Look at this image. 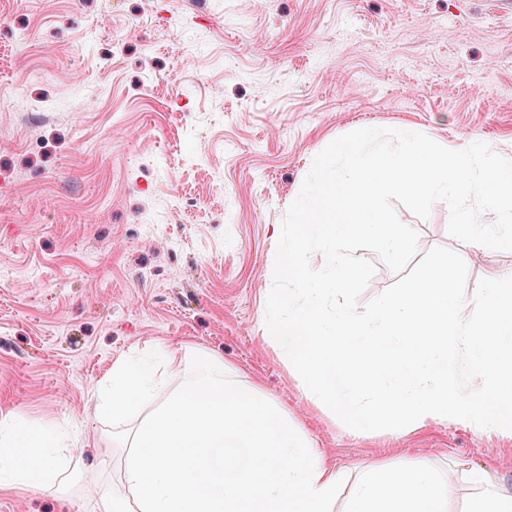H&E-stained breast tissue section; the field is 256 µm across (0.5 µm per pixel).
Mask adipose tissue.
<instances>
[{"label": "adipose tissue", "instance_id": "obj_1", "mask_svg": "<svg viewBox=\"0 0 512 512\" xmlns=\"http://www.w3.org/2000/svg\"><path fill=\"white\" fill-rule=\"evenodd\" d=\"M45 436L16 426L0 432V484L43 485L57 478ZM447 497L424 467L377 468L353 485L346 512H447Z\"/></svg>", "mask_w": 512, "mask_h": 512}]
</instances>
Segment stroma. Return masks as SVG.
Here are the masks:
<instances>
[{"label":"stroma","mask_w":512,"mask_h":512,"mask_svg":"<svg viewBox=\"0 0 512 512\" xmlns=\"http://www.w3.org/2000/svg\"><path fill=\"white\" fill-rule=\"evenodd\" d=\"M373 127L512 159V0H0V423L62 446L58 483L0 486V512L122 491L96 405L150 350L258 388L343 472L334 512L376 465L429 467L448 512L477 498L471 471L512 490V436L359 433L263 338L288 207L319 152ZM396 213L418 254L461 255L466 294L512 275V251L449 236L444 202Z\"/></svg>","instance_id":"stroma-1"}]
</instances>
